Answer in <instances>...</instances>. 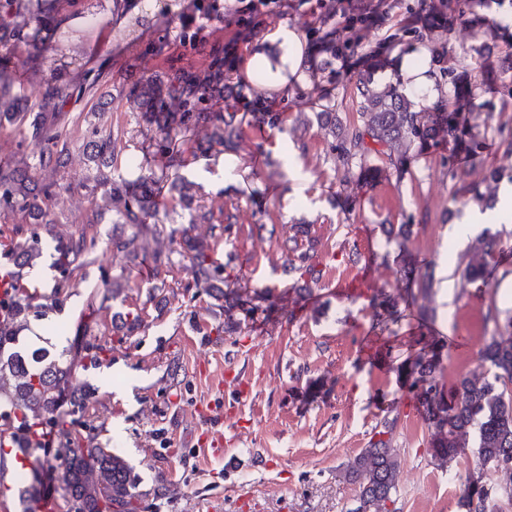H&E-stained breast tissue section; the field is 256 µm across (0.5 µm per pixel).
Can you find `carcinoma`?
<instances>
[{
	"label": "carcinoma",
	"instance_id": "carcinoma-1",
	"mask_svg": "<svg viewBox=\"0 0 512 512\" xmlns=\"http://www.w3.org/2000/svg\"><path fill=\"white\" fill-rule=\"evenodd\" d=\"M493 8L492 0H418L413 26L404 33H419L434 27L451 30L456 18L467 15L478 24L487 21L486 12ZM59 0H0V33L8 35L7 43L0 42V117L36 113L30 122L31 139L39 145L33 155L34 163L0 167V210L20 213L47 214L46 206L56 194L54 181L38 183L33 170L45 171L57 166L66 146L60 145V135L46 122V114L56 115L74 99L84 96L99 82V75L84 76L74 83L56 79L47 85L41 98L29 105L24 102L12 76L16 50L24 43L33 48L36 56L47 58L59 54L73 32L60 28ZM380 16L365 14L358 23L346 27L336 25V0H322L313 24L306 32L310 52L334 57L352 50L353 32L357 28L375 25ZM400 40L392 33L373 47L360 63L377 62L387 54L391 45ZM428 55L433 75L450 79L452 89L437 98L430 106L415 110V105L400 89V83L380 86L370 77H360L343 85L341 96L332 86L333 75L323 68H311L307 79L316 91L317 116L331 119L336 110L351 102L357 105L358 117L350 123H331L330 149L335 169L349 174L358 169L364 176L385 172L401 181L409 171L413 154L429 153L451 144L454 152L442 158L443 169L454 180L459 170L455 156H477L484 138L473 132L463 115L466 106L484 92V83L468 78V71L450 74L448 43L429 41ZM236 77L235 45L228 43L209 50L205 63L196 69L178 68L160 77H147L128 94L135 110L152 132L150 141L154 157L164 160L148 170L133 158L127 166L137 176L133 180L104 176L100 184L108 187L112 199L114 223L131 230L132 239L147 233L167 235L180 240L191 252L194 285H202L224 299V330L240 326L232 310L239 311L243 320L261 311V304L273 302L272 289L251 291L233 288L230 275L219 276L213 265L210 246L191 235L194 225L212 223L213 213L205 207L195 209L186 224H149L147 219L158 215L151 209L153 199L175 188L189 197L191 183L179 174L177 158L184 146L194 142L193 135L201 126H224V136L217 141L224 153L245 150L242 126L252 121L278 127L284 113L269 108L263 96L235 104L225 90ZM90 156L103 165L117 162L120 149L117 139L102 135L88 143ZM94 242L87 241L85 231L57 241L55 265L63 273L54 287V300H60L63 290L72 287V278L86 264ZM499 241L494 236L476 239L471 246V260L463 272L467 284H486L484 273L494 258ZM288 265L303 275L315 277L316 244L309 242L299 248L297 242L287 246ZM39 256L38 240L29 238L27 244L14 248L15 260L24 265ZM9 321L0 323V409L5 411V431L15 447L30 457L32 467L21 469L16 476L18 498L23 512H40V504L49 491L51 474H58L55 487L56 512H64V501L77 503L78 512H138L135 476L127 460L103 446L94 436L85 444L58 441L65 449L63 462L43 445V436L56 439V433L67 429L72 422L73 408L86 406L84 392L69 390L73 374L68 351L51 352L19 347L22 327L15 325L28 316V297L13 288ZM371 329L385 332L404 317L398 303L387 298L371 301ZM499 335L486 345L482 359L489 364L485 374H467L458 380L455 392L444 396L437 373L440 369L437 343L426 344V350L401 365L399 374L410 386H418L427 410V421L433 432L430 439L431 456L438 466L448 467L470 454L476 456L485 470L484 477L473 479L468 473L463 483L459 506L465 512H490V503L498 496L512 499V314L498 325ZM74 352L84 360V367L95 368L102 362L107 345L96 346L91 352L90 340L77 336ZM389 431L378 432L379 439L348 464L343 478L358 488V506L354 512H390L397 491L400 462L392 448ZM54 465H45V459Z\"/></svg>",
	"mask_w": 512,
	"mask_h": 512
}]
</instances>
